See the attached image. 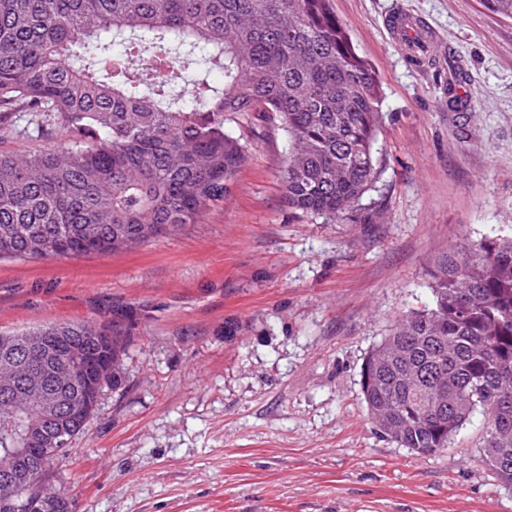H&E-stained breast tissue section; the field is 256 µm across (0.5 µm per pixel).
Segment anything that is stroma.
I'll use <instances>...</instances> for the list:
<instances>
[{
	"label": "stroma",
	"mask_w": 512,
	"mask_h": 512,
	"mask_svg": "<svg viewBox=\"0 0 512 512\" xmlns=\"http://www.w3.org/2000/svg\"><path fill=\"white\" fill-rule=\"evenodd\" d=\"M382 88L377 176L335 220L288 209L264 112L229 200L132 251L0 259V331L123 327L122 383L46 475L76 512H512L474 413L419 454L372 423L368 352L433 304L450 249L512 236V20L481 0H330ZM435 31L424 61L387 28ZM466 73L469 106L448 104ZM235 334H227V326Z\"/></svg>",
	"instance_id": "35a3bbf8"
}]
</instances>
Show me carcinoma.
I'll list each match as a JSON object with an SVG mask.
<instances>
[{
    "label": "carcinoma",
    "mask_w": 512,
    "mask_h": 512,
    "mask_svg": "<svg viewBox=\"0 0 512 512\" xmlns=\"http://www.w3.org/2000/svg\"><path fill=\"white\" fill-rule=\"evenodd\" d=\"M512 19V0H482ZM206 51L222 76L181 84ZM374 67L329 0H0V133L60 144L0 151V258L48 260L133 249L193 224L228 197L246 160L251 112L277 114L290 151L288 208L334 218L370 190L381 120ZM434 305L403 317L369 353L370 418L403 448L448 447L477 410L480 461L512 486V237H484L437 261ZM128 336L117 325L0 333V480L44 473L80 432L103 385L118 382ZM28 512H74L62 492Z\"/></svg>",
    "instance_id": "carcinoma-1"
}]
</instances>
